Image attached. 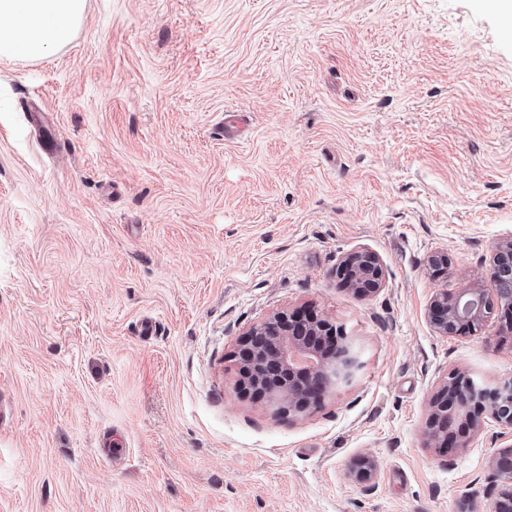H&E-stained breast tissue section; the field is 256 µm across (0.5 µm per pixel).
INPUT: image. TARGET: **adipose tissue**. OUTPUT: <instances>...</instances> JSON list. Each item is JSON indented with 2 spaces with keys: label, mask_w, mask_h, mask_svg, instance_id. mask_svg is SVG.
Wrapping results in <instances>:
<instances>
[{
  "label": "adipose tissue",
  "mask_w": 512,
  "mask_h": 512,
  "mask_svg": "<svg viewBox=\"0 0 512 512\" xmlns=\"http://www.w3.org/2000/svg\"><path fill=\"white\" fill-rule=\"evenodd\" d=\"M85 0H0V57L38 58L67 45Z\"/></svg>",
  "instance_id": "adipose-tissue-1"
}]
</instances>
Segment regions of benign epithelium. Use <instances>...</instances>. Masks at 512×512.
<instances>
[{
	"label": "benign epithelium",
	"mask_w": 512,
	"mask_h": 512,
	"mask_svg": "<svg viewBox=\"0 0 512 512\" xmlns=\"http://www.w3.org/2000/svg\"><path fill=\"white\" fill-rule=\"evenodd\" d=\"M512 266V241L499 246L492 257L490 277L498 281L505 269ZM336 279L343 285L364 294L376 292L383 282L379 260L366 251L348 254L337 265ZM497 308L493 299L480 288L461 293L443 289L436 294L429 307V318L437 333L448 336L470 330L475 323L488 317ZM277 330L278 339L272 344L273 359L265 364L260 375L254 368L255 337L263 327L256 328L247 342L250 347L248 360L242 362L240 373L246 389L259 396H269L278 408L288 414H302L318 407L323 394L354 381L362 368L360 354L349 342L343 328L311 313H281L265 322ZM288 371V378L319 376L322 390L301 394L293 387L267 389L264 380H273L281 370ZM489 411L491 417L503 428L512 431V381L488 389L471 377L456 373L439 387L429 403L423 432L426 445L438 447L449 453L464 446L466 433L479 426V414ZM496 478L503 488L491 499L489 512H512V448L496 453L491 460ZM378 467L373 457H357L349 476L372 483Z\"/></svg>",
	"instance_id": "1"
}]
</instances>
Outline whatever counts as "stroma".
Masks as SVG:
<instances>
[{
  "mask_svg": "<svg viewBox=\"0 0 512 512\" xmlns=\"http://www.w3.org/2000/svg\"><path fill=\"white\" fill-rule=\"evenodd\" d=\"M509 240L487 0H87L67 47L0 58V512H487L512 433L486 415L445 454L423 426L450 374L512 378V328L442 336L428 307L493 290ZM361 250L366 297L335 276ZM306 309L363 367L288 417L239 351ZM511 265L512 241H509L506 244L499 246L493 254L492 263L490 265V277L493 282L497 283L506 270H509V274L511 276ZM503 267H507L506 270ZM335 275L344 286L364 294L376 292L383 282L379 260L366 251H355L344 257L337 265ZM377 472V463L373 457L361 455L353 461L349 476L361 482L372 483L377 477Z\"/></svg>",
  "mask_w": 512,
  "mask_h": 512,
  "instance_id": "obj_1",
  "label": "stroma"
}]
</instances>
